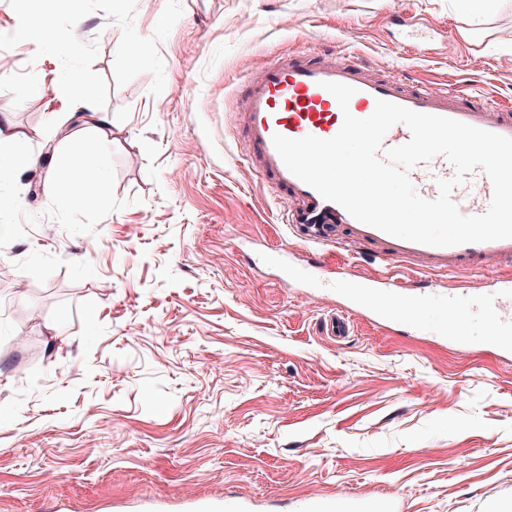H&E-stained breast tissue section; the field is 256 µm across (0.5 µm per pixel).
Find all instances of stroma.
<instances>
[{"label":"stroma","instance_id":"35a3bbf8","mask_svg":"<svg viewBox=\"0 0 512 512\" xmlns=\"http://www.w3.org/2000/svg\"><path fill=\"white\" fill-rule=\"evenodd\" d=\"M47 20L54 49L19 38ZM142 48L128 60V42ZM350 48L376 76L512 103V0H0V119L35 169L0 178V512H512V362L352 318L244 160L263 57ZM79 74L109 196L71 208L48 160ZM25 280L16 293L9 281ZM15 32L18 36L25 39H38L44 45H50L52 43L50 33L46 30L45 23L33 16H19L16 22ZM303 512H391L390 501L362 496H336L332 498H305Z\"/></svg>","mask_w":512,"mask_h":512}]
</instances>
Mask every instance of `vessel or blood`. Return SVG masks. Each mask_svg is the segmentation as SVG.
I'll return each instance as SVG.
<instances>
[{
	"instance_id": "vessel-or-blood-1",
	"label": "vessel or blood",
	"mask_w": 512,
	"mask_h": 512,
	"mask_svg": "<svg viewBox=\"0 0 512 512\" xmlns=\"http://www.w3.org/2000/svg\"><path fill=\"white\" fill-rule=\"evenodd\" d=\"M329 82L354 88L347 108H340L326 90ZM243 99L236 115V130L246 148V160L263 184L284 205L283 221L299 231L302 241L323 247L351 244L370 249L381 263V272L362 280L342 273L340 293L346 312L337 318L344 330L348 316L358 314L373 323L392 327L402 318L416 319L432 303H439L445 316L429 333V339L444 348L467 350L457 295L436 298L421 288L422 274L448 271H487L492 275L478 296L482 306L494 307V320L486 343L499 358L512 360V239L438 247L394 237L353 218L339 204L324 199L314 188L293 175L273 143V135L291 139L312 135L334 137L344 113L356 118L372 114L377 101L453 119L472 127L512 138V106H490L469 100L456 87L406 86L395 76H369L353 52L324 53L309 59L302 51L284 53L265 61L242 87ZM454 168L445 156L419 163L408 172L415 193L423 199L439 197V180L452 178ZM493 185L482 169L467 174L451 192L461 213H484ZM303 512H391L390 502L362 496L309 497Z\"/></svg>"
}]
</instances>
